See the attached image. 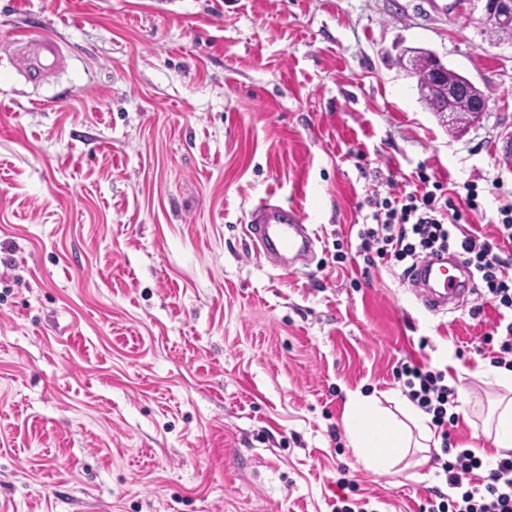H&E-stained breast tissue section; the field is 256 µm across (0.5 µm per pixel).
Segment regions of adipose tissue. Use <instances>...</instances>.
I'll use <instances>...</instances> for the list:
<instances>
[{"mask_svg": "<svg viewBox=\"0 0 512 512\" xmlns=\"http://www.w3.org/2000/svg\"><path fill=\"white\" fill-rule=\"evenodd\" d=\"M345 428L366 469L385 473L394 465L398 449L411 445L412 430L431 438L428 419L411 403H404L401 417L385 414L377 398L357 393L348 397Z\"/></svg>", "mask_w": 512, "mask_h": 512, "instance_id": "1", "label": "adipose tissue"}]
</instances>
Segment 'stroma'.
<instances>
[{
    "mask_svg": "<svg viewBox=\"0 0 512 512\" xmlns=\"http://www.w3.org/2000/svg\"><path fill=\"white\" fill-rule=\"evenodd\" d=\"M48 28L31 81L2 53ZM425 48L488 96L452 129L400 64ZM512 40L456 0H0V512H420L451 496L440 436L388 472L345 431L349 394L396 411L403 362L467 402L457 447L502 452L485 298L425 310L359 224L420 175L500 236L512 169ZM301 209L312 261L277 271L245 235ZM481 307L472 317L471 307ZM351 485L343 489L339 478ZM13 43L23 45L25 52L21 58V65L33 76L47 78L63 60V51L59 42L47 29H42L40 32L18 30L14 34Z\"/></svg>",
    "mask_w": 512,
    "mask_h": 512,
    "instance_id": "obj_1",
    "label": "stroma"
}]
</instances>
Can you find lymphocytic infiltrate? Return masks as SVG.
Here are the masks:
<instances>
[{
    "label": "lymphocytic infiltrate",
    "mask_w": 512,
    "mask_h": 512,
    "mask_svg": "<svg viewBox=\"0 0 512 512\" xmlns=\"http://www.w3.org/2000/svg\"><path fill=\"white\" fill-rule=\"evenodd\" d=\"M478 209L477 196L468 193L463 204H456L446 192L426 190L409 195L406 203L385 204L374 216V224L358 231L360 249L375 254L382 262L414 264L420 252H458L482 284L487 300L498 311H512V263L494 251L493 243L474 233L460 231L467 212ZM408 398L431 417L442 438L441 470L455 499L448 504L427 503L423 512H512V455L485 467L483 460L468 448H454L448 431L454 418L455 390L445 382L442 371L417 363H402L396 371ZM488 474L475 478L478 469Z\"/></svg>",
    "instance_id": "obj_1"
}]
</instances>
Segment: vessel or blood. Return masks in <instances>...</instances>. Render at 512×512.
I'll return each instance as SVG.
<instances>
[{
  "mask_svg": "<svg viewBox=\"0 0 512 512\" xmlns=\"http://www.w3.org/2000/svg\"><path fill=\"white\" fill-rule=\"evenodd\" d=\"M14 43L23 45L21 65L36 77H48L63 60V51L49 30H18ZM306 217L296 207L262 200L249 213L246 226L255 256L273 267L290 269L293 259L305 256L313 239L305 226ZM414 295L426 309L441 312L457 307L474 291L473 274L458 253L431 256L416 263Z\"/></svg>",
  "mask_w": 512,
  "mask_h": 512,
  "instance_id": "obj_1",
  "label": "vessel or blood"
}]
</instances>
